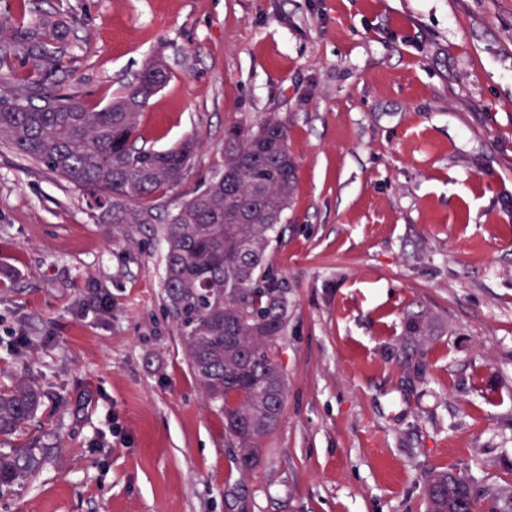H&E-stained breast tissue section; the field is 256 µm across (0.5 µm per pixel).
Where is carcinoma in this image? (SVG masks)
Masks as SVG:
<instances>
[{
  "label": "carcinoma",
  "instance_id": "obj_1",
  "mask_svg": "<svg viewBox=\"0 0 512 512\" xmlns=\"http://www.w3.org/2000/svg\"><path fill=\"white\" fill-rule=\"evenodd\" d=\"M0 21V141L83 190L118 222L138 224L130 204L179 184L197 149L187 138L167 150L138 145L140 119L170 71L152 64L103 108H90L48 81L64 69L71 25L60 13L30 12ZM30 63L17 93L1 70ZM295 161L288 125L276 118L257 129L225 133L224 165L200 192L167 216L163 288L193 374L224 414L243 474L258 464L265 439L282 416L287 383L273 348L288 331L287 281L274 273L269 250L291 202ZM43 393L20 381L0 389V436L21 430ZM42 459L30 448H0V485L31 478ZM428 512H512L509 491H480L466 470L433 472L424 483Z\"/></svg>",
  "mask_w": 512,
  "mask_h": 512
}]
</instances>
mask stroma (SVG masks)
<instances>
[{
	"instance_id": "obj_1",
	"label": "stroma",
	"mask_w": 512,
	"mask_h": 512,
	"mask_svg": "<svg viewBox=\"0 0 512 512\" xmlns=\"http://www.w3.org/2000/svg\"><path fill=\"white\" fill-rule=\"evenodd\" d=\"M55 4L76 20L57 91L101 107L162 56L140 133L200 146L116 224L0 144V387L43 393L0 446L49 451L0 512H426L425 476L456 466L512 490V0ZM273 116L296 161L270 254L288 390L245 475L167 311L162 226L225 130Z\"/></svg>"
}]
</instances>
